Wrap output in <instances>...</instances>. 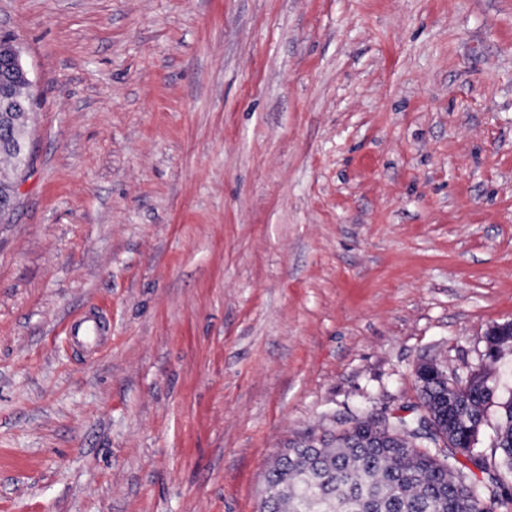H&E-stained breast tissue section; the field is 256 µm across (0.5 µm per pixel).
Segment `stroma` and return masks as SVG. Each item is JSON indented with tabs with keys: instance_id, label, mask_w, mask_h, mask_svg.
I'll return each mask as SVG.
<instances>
[{
	"instance_id": "1",
	"label": "stroma",
	"mask_w": 512,
	"mask_h": 512,
	"mask_svg": "<svg viewBox=\"0 0 512 512\" xmlns=\"http://www.w3.org/2000/svg\"><path fill=\"white\" fill-rule=\"evenodd\" d=\"M6 35L0 512H258L290 443L512 321V0H0ZM4 42L11 41L6 45L7 56L11 62L12 78L0 81V112H21L25 115L33 109V102L29 92L25 95H19L15 92L13 78L22 76L26 80L25 71L22 68L19 52L10 38H4ZM28 119L26 117L4 115L0 118V130L12 135L18 140V145L12 151H6L1 158L11 162L14 169L18 170L26 166L28 159V142L26 139ZM66 331L70 341L77 345L94 340L96 336H101L100 325L94 318L78 320L68 326Z\"/></svg>"
}]
</instances>
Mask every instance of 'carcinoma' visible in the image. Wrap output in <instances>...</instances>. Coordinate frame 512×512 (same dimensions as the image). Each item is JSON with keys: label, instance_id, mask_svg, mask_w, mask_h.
Instances as JSON below:
<instances>
[{"label": "carcinoma", "instance_id": "obj_1", "mask_svg": "<svg viewBox=\"0 0 512 512\" xmlns=\"http://www.w3.org/2000/svg\"><path fill=\"white\" fill-rule=\"evenodd\" d=\"M27 126L25 117H0V130L18 140L0 157L16 170L27 164ZM415 378L422 412L358 418L331 440L288 449L265 474L263 512H484L486 491L498 502L503 482L482 492L473 472L488 470L476 434L498 407L492 446L512 474V393L495 400L483 366L461 381L432 361Z\"/></svg>", "mask_w": 512, "mask_h": 512}]
</instances>
